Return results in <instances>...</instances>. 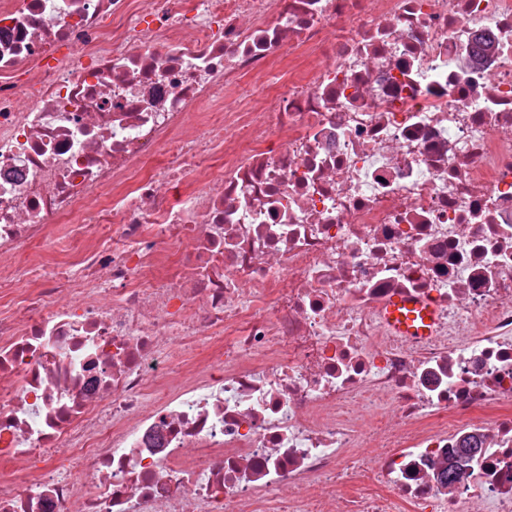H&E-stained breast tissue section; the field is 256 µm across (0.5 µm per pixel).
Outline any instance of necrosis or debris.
I'll list each match as a JSON object with an SVG mask.
<instances>
[{"label":"necrosis or debris","mask_w":512,"mask_h":512,"mask_svg":"<svg viewBox=\"0 0 512 512\" xmlns=\"http://www.w3.org/2000/svg\"><path fill=\"white\" fill-rule=\"evenodd\" d=\"M0 301V512H512V0H0ZM436 320L437 313L431 305L403 297L390 301L384 314V321L390 329L412 340L432 336Z\"/></svg>","instance_id":"necrosis-or-debris-1"}]
</instances>
